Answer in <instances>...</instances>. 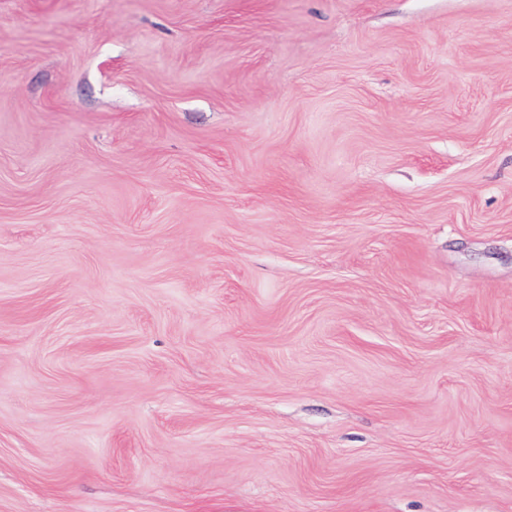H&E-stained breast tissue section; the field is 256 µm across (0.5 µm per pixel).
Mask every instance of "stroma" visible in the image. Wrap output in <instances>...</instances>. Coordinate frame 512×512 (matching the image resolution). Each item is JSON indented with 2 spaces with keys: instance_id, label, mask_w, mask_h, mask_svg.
I'll return each mask as SVG.
<instances>
[{
  "instance_id": "35a3bbf8",
  "label": "stroma",
  "mask_w": 512,
  "mask_h": 512,
  "mask_svg": "<svg viewBox=\"0 0 512 512\" xmlns=\"http://www.w3.org/2000/svg\"><path fill=\"white\" fill-rule=\"evenodd\" d=\"M0 512H512V0H0Z\"/></svg>"
}]
</instances>
